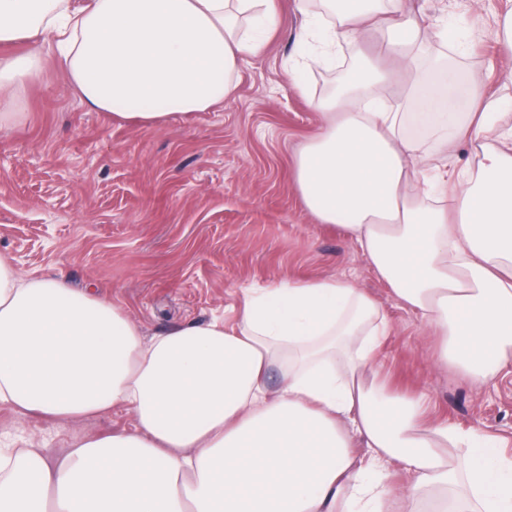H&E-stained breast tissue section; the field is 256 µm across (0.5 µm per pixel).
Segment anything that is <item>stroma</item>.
Here are the masks:
<instances>
[{
    "label": "stroma",
    "mask_w": 512,
    "mask_h": 512,
    "mask_svg": "<svg viewBox=\"0 0 512 512\" xmlns=\"http://www.w3.org/2000/svg\"><path fill=\"white\" fill-rule=\"evenodd\" d=\"M275 5L278 27L241 64L234 99L157 128L91 110L48 63L18 120L0 130V255L20 273L90 289L147 337L214 317L233 322L244 289L279 279L349 281L390 321L378 365L391 390L428 395L432 420L512 441V374L478 387L456 365L437 366L431 329L398 302L345 228L317 222L303 206L297 151L318 130L316 102L354 56L340 43L306 70L299 92L288 78L301 59L296 34L319 3ZM407 5L434 33H463L458 61L469 87L492 95L512 77V58L493 42L507 0ZM133 424L123 410L68 422L0 406V431L34 438L55 461L83 439Z\"/></svg>",
    "instance_id": "1"
}]
</instances>
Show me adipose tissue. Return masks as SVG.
Returning <instances> with one entry per match:
<instances>
[{"label": "adipose tissue", "mask_w": 512, "mask_h": 512, "mask_svg": "<svg viewBox=\"0 0 512 512\" xmlns=\"http://www.w3.org/2000/svg\"><path fill=\"white\" fill-rule=\"evenodd\" d=\"M300 43L322 50L372 34L391 58L361 55L319 100L323 122L297 152L302 204L343 226L403 307L442 338L441 362L478 384L512 366V129L501 98L461 76L440 85L408 55L421 37L406 0H325ZM276 26L274 0H0V126L48 60L97 112L143 128L229 99L244 56ZM30 42L32 50L13 52ZM409 75L388 105L379 87ZM157 104L154 112L145 103ZM443 128L432 153L406 133ZM475 144L454 184L437 155ZM390 331L377 301L334 278L246 291L218 318L144 337L116 307L0 257V405L78 421L123 409L133 431L79 442L56 462L0 433V512H512L502 440L427 417V397L390 391L375 353ZM281 384L270 389L267 373Z\"/></svg>", "instance_id": "obj_1"}]
</instances>
